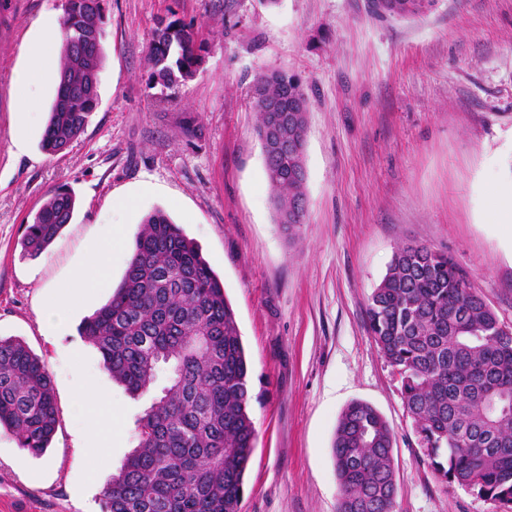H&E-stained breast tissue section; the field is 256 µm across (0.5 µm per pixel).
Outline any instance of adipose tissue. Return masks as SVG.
<instances>
[{
	"mask_svg": "<svg viewBox=\"0 0 512 512\" xmlns=\"http://www.w3.org/2000/svg\"><path fill=\"white\" fill-rule=\"evenodd\" d=\"M66 39V31L59 21L47 24L37 38L28 45L27 52L31 63L18 79L17 108L18 125L27 128L40 118V88L43 84L55 80L58 62L56 48ZM127 225L120 222L105 224L98 246L94 249L86 264L69 285L68 291L57 293L49 315L57 323H65L71 304V294L77 290L104 287L109 278L110 255L121 250ZM77 404L81 409L94 412L93 428L97 435L108 438L119 426V419L113 414L105 399L98 397L88 381H79L76 385Z\"/></svg>",
	"mask_w": 512,
	"mask_h": 512,
	"instance_id": "obj_1",
	"label": "adipose tissue"
}]
</instances>
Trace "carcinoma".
Returning a JSON list of instances; mask_svg holds the SVG:
<instances>
[{
  "label": "carcinoma",
  "mask_w": 512,
  "mask_h": 512,
  "mask_svg": "<svg viewBox=\"0 0 512 512\" xmlns=\"http://www.w3.org/2000/svg\"><path fill=\"white\" fill-rule=\"evenodd\" d=\"M103 0H66L68 37L40 147L56 155L84 132L99 101ZM380 14L416 17L422 0H372ZM207 42L179 18L161 20L147 47L149 80L178 89L198 70ZM278 224L293 239L305 220L304 146L309 99L282 71L260 73L250 88ZM303 111L294 140L269 132L268 100ZM72 192L51 190L22 238L43 251L68 224ZM369 329L388 365L433 470L480 498L512 503V341L447 254L427 245L399 247L367 307ZM80 336L112 380L133 395L165 384L137 420L138 442L102 491L104 512H240L256 429L249 364L224 284L199 246L162 210L144 216L125 273L105 305L85 318ZM58 424L45 363L19 339L0 337V429L41 456ZM393 433L370 404L342 412L332 445L338 512H392L398 485Z\"/></svg>",
  "instance_id": "carcinoma-1"
}]
</instances>
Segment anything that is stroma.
Returning a JSON list of instances; mask_svg holds the SVG:
<instances>
[{
    "label": "stroma",
    "mask_w": 512,
    "mask_h": 512,
    "mask_svg": "<svg viewBox=\"0 0 512 512\" xmlns=\"http://www.w3.org/2000/svg\"><path fill=\"white\" fill-rule=\"evenodd\" d=\"M370 0H103L99 103L63 153L40 148L44 124L14 145L16 76L26 45L65 0H0V336L46 364L58 427L34 457L0 431V512H102L101 491L137 444L153 399L113 381L78 333L122 278L136 228L112 257L107 287L74 296L68 322L41 320L115 220L117 200L165 211L202 249L236 314L250 360L257 443L241 512H338L332 457L351 402L393 432V512H512L448 484L430 466L397 375L367 330L366 307L394 252H447L501 323L512 326V241L491 187L512 184V0H436L423 15L371 12ZM177 16L207 40L176 99L148 79L157 22ZM294 75L310 101L306 218L280 229L249 89L267 70ZM76 197L70 224L38 256L21 245L48 191ZM91 381L121 421L108 447L72 406Z\"/></svg>",
    "instance_id": "35a3bbf8"
}]
</instances>
